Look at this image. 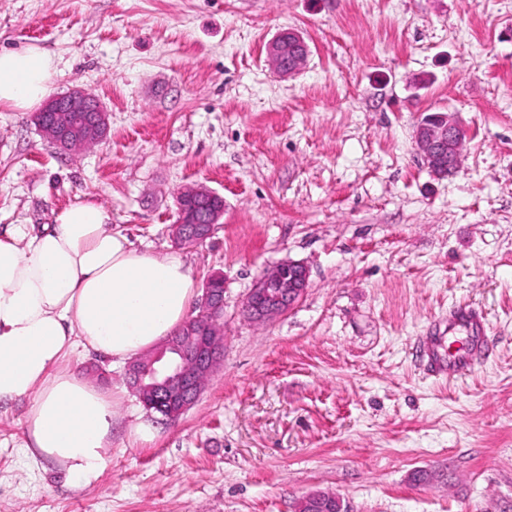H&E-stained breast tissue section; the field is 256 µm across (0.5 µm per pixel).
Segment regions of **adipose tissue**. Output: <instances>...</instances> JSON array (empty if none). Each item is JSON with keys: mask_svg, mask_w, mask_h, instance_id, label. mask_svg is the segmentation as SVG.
Returning a JSON list of instances; mask_svg holds the SVG:
<instances>
[{"mask_svg": "<svg viewBox=\"0 0 512 512\" xmlns=\"http://www.w3.org/2000/svg\"><path fill=\"white\" fill-rule=\"evenodd\" d=\"M55 72L38 45L0 52V108L34 109ZM111 222L88 198L53 223L0 234V404L30 399L27 453L62 466L74 486L105 465L118 395L60 362L79 346L132 360L179 329L196 297L180 255L139 249Z\"/></svg>", "mask_w": 512, "mask_h": 512, "instance_id": "1", "label": "adipose tissue"}]
</instances>
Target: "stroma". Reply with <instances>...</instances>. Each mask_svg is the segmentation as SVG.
Listing matches in <instances>:
<instances>
[{"label": "stroma", "mask_w": 512, "mask_h": 512, "mask_svg": "<svg viewBox=\"0 0 512 512\" xmlns=\"http://www.w3.org/2000/svg\"><path fill=\"white\" fill-rule=\"evenodd\" d=\"M284 29L311 50L292 79L266 62ZM31 44L54 93H89L110 130L62 152L0 109V231L96 199L196 286L223 273L224 356L166 421L126 365L74 352L64 368L124 390L105 467L71 486L24 455L27 402L0 408V512H295L316 491L349 512H512V0H0V50ZM442 111L468 137L439 179L413 132ZM196 184L224 218L180 249L176 196ZM284 260L308 268L305 294L249 321ZM462 304L495 348L449 379L420 339Z\"/></svg>", "instance_id": "obj_1"}]
</instances>
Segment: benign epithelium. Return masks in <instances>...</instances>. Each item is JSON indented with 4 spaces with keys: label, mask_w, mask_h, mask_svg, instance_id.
I'll return each mask as SVG.
<instances>
[{
    "label": "benign epithelium",
    "mask_w": 512,
    "mask_h": 512,
    "mask_svg": "<svg viewBox=\"0 0 512 512\" xmlns=\"http://www.w3.org/2000/svg\"><path fill=\"white\" fill-rule=\"evenodd\" d=\"M310 49L297 31L277 33L266 45L270 68L283 78H292L303 69ZM41 112H72L75 121L66 126L52 122L42 128L48 139L71 151L104 139L109 132L108 114L91 95L80 89L56 95L47 100ZM467 129L455 112H432L417 123L414 139L421 158L437 178L457 172ZM219 193L203 186L187 187L177 195V207L191 199H206ZM224 214V208H213L201 224L174 225V240L209 238ZM309 272L302 263L285 261L263 274L254 284L244 303V312L253 322H268L291 309L308 286ZM201 312L185 325L182 337L170 340L153 356L135 362L129 368L132 387L147 407L167 418H176L199 398L203 383L209 378L224 353V331L219 323L224 315V277L210 275L203 287ZM177 355L172 364L162 363L166 351ZM316 512H348L342 498L334 493L309 498Z\"/></svg>",
    "instance_id": "1"
}]
</instances>
